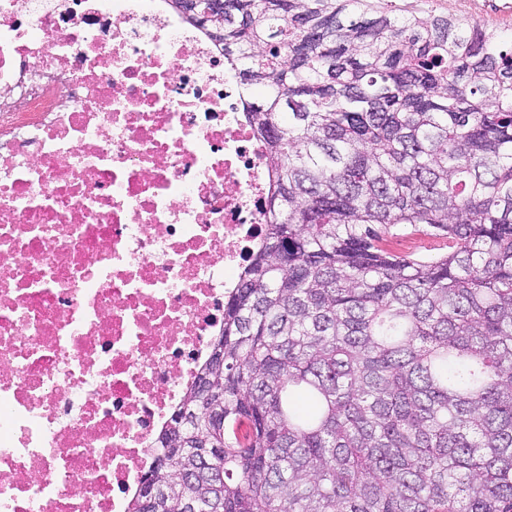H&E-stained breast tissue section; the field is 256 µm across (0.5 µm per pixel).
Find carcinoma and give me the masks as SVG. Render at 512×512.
<instances>
[{
    "label": "carcinoma",
    "mask_w": 512,
    "mask_h": 512,
    "mask_svg": "<svg viewBox=\"0 0 512 512\" xmlns=\"http://www.w3.org/2000/svg\"><path fill=\"white\" fill-rule=\"evenodd\" d=\"M194 2L274 183L131 512H512V46L383 0ZM405 240L410 241V245L407 247H400V244ZM387 243L390 248L395 251L403 253L400 249L409 250L411 252L410 255L417 258H428L448 251V242L446 239L423 233L394 236L388 238Z\"/></svg>",
    "instance_id": "cac0c4a2"
}]
</instances>
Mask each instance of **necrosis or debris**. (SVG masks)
Instances as JSON below:
<instances>
[{
	"label": "necrosis or debris",
	"instance_id": "obj_1",
	"mask_svg": "<svg viewBox=\"0 0 512 512\" xmlns=\"http://www.w3.org/2000/svg\"><path fill=\"white\" fill-rule=\"evenodd\" d=\"M272 180L170 0H0V512H128Z\"/></svg>",
	"mask_w": 512,
	"mask_h": 512
}]
</instances>
